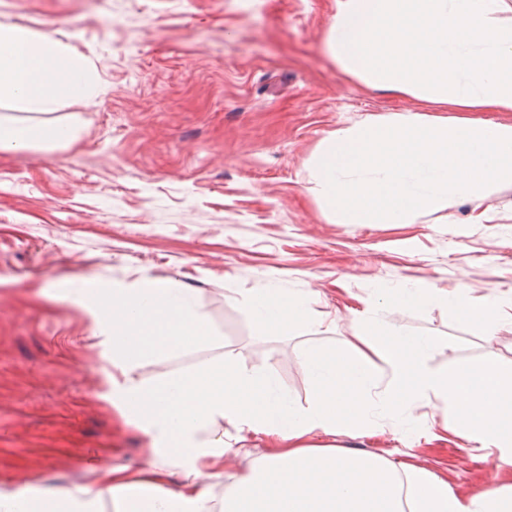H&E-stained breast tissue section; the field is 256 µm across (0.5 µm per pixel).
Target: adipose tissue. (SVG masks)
<instances>
[{
  "instance_id": "obj_1",
  "label": "adipose tissue",
  "mask_w": 512,
  "mask_h": 512,
  "mask_svg": "<svg viewBox=\"0 0 512 512\" xmlns=\"http://www.w3.org/2000/svg\"><path fill=\"white\" fill-rule=\"evenodd\" d=\"M507 0H336L325 46L340 70L368 88L462 112H512V23ZM87 60L62 42L18 25H0V152L68 145L74 123L59 108L92 95ZM112 359L106 395L125 423L149 440L137 478L106 469L107 494L87 486L26 485L0 490V512H512V372L465 362L432 367L429 336L380 320L383 307L447 308L457 323L486 336L512 325V296L473 300L422 279L380 290L355 311L360 331L338 348L301 354L313 397L300 405L265 372L227 356L177 369L168 362L221 340L201 318L190 289L142 280L70 292ZM318 292L277 288L245 296L268 336L309 330ZM162 365L146 379L143 366ZM433 405L458 447L480 451L494 470L479 486L455 490L415 464H397L334 444L377 428H402L412 408ZM266 449L245 448L247 435ZM330 436L327 444L316 435ZM248 466L211 493L230 458Z\"/></svg>"
}]
</instances>
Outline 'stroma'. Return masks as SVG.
Segmentation results:
<instances>
[{
	"label": "stroma",
	"mask_w": 512,
	"mask_h": 512,
	"mask_svg": "<svg viewBox=\"0 0 512 512\" xmlns=\"http://www.w3.org/2000/svg\"><path fill=\"white\" fill-rule=\"evenodd\" d=\"M335 0H0V24L46 34L88 58L95 95L70 111L61 150L0 153V489L137 477L147 439L104 394L112 372L86 311L53 284L96 288L145 278L191 289L242 367L272 372L305 404L302 347H339L359 331L350 298L418 279L474 299L512 291V186L409 224H334L310 190L308 162L341 126L427 112L343 74L324 50ZM484 212L488 220L471 223ZM266 288L319 291L328 322L266 336L242 298ZM383 319L433 337L431 366L495 361L512 369V326L483 336L443 308H389ZM392 430L354 447L419 465L464 490L486 479L477 453Z\"/></svg>",
	"instance_id": "1"
}]
</instances>
